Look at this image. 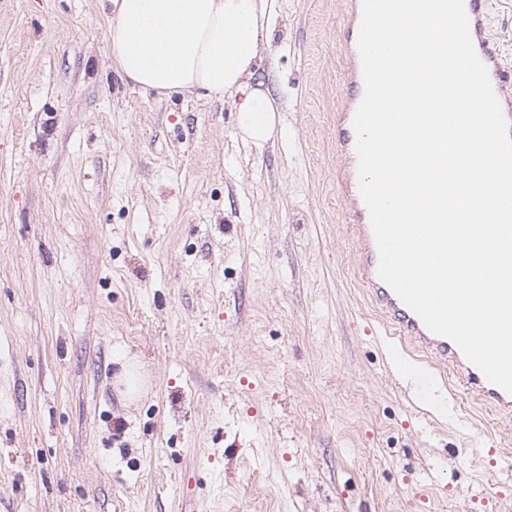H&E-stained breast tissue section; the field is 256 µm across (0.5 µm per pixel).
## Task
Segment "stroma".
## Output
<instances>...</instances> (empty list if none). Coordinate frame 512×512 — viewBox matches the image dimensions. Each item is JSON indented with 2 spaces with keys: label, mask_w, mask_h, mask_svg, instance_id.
Instances as JSON below:
<instances>
[{
  "label": "stroma",
  "mask_w": 512,
  "mask_h": 512,
  "mask_svg": "<svg viewBox=\"0 0 512 512\" xmlns=\"http://www.w3.org/2000/svg\"><path fill=\"white\" fill-rule=\"evenodd\" d=\"M347 3L280 0L258 146L230 105L121 81L109 0H0V512H468L494 490L512 418L412 389L357 281Z\"/></svg>",
  "instance_id": "35a3bbf8"
}]
</instances>
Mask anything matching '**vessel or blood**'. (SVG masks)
Instances as JSON below:
<instances>
[{
  "instance_id": "1",
  "label": "vessel or blood",
  "mask_w": 512,
  "mask_h": 512,
  "mask_svg": "<svg viewBox=\"0 0 512 512\" xmlns=\"http://www.w3.org/2000/svg\"><path fill=\"white\" fill-rule=\"evenodd\" d=\"M465 9L469 18L471 37L481 46L479 57L488 69L493 90L505 117L512 121V69L506 67L499 48L489 36L493 13L492 0H465ZM361 16L362 0H352L346 38L350 50L345 79L350 96L344 112L339 113L336 121V148L349 177L346 188L349 192L348 201L352 214L351 231L359 243L356 261L364 292L387 332L398 337L400 342L412 351L426 356V363L417 364L415 375L423 377L430 372L452 373L468 398L511 418L512 394L490 383L451 340L430 332L420 317L406 306L378 275L377 244L369 212L360 196L357 183L356 134L353 128V118L364 89L362 64L356 48Z\"/></svg>"
}]
</instances>
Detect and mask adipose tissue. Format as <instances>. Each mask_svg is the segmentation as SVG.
I'll use <instances>...</instances> for the list:
<instances>
[{
    "instance_id": "1",
    "label": "adipose tissue",
    "mask_w": 512,
    "mask_h": 512,
    "mask_svg": "<svg viewBox=\"0 0 512 512\" xmlns=\"http://www.w3.org/2000/svg\"><path fill=\"white\" fill-rule=\"evenodd\" d=\"M108 48L124 81L169 97L226 101L254 144L270 137L277 107L251 84L258 46L278 0H111Z\"/></svg>"
}]
</instances>
